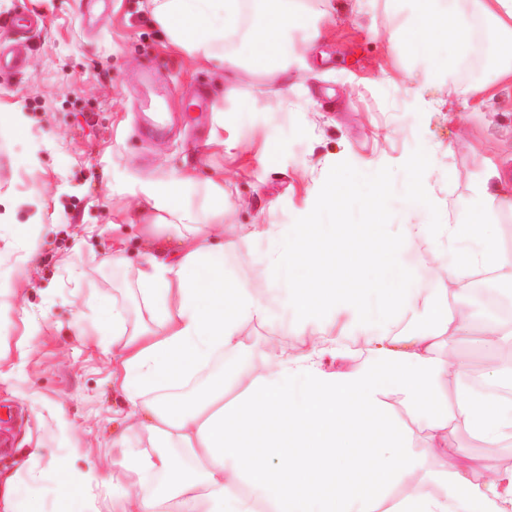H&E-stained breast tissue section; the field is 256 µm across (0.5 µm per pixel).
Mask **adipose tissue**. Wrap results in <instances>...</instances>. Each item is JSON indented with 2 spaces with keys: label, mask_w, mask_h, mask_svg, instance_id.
Segmentation results:
<instances>
[{
  "label": "adipose tissue",
  "mask_w": 512,
  "mask_h": 512,
  "mask_svg": "<svg viewBox=\"0 0 512 512\" xmlns=\"http://www.w3.org/2000/svg\"><path fill=\"white\" fill-rule=\"evenodd\" d=\"M404 2L426 75L446 73L449 96L512 85V0ZM152 17L172 44L218 67L225 27L243 21L253 64L278 72L295 22L288 0H152ZM426 166L416 153L401 181L373 172L354 189L331 186L309 223L256 224L217 242L183 200L204 189L211 213L223 215V181L187 171L133 188L152 213L144 230L155 252L135 279L151 324L128 332L116 308L97 333L112 343L113 386L150 437L144 450L123 433L112 441L135 476L136 512H512V468L481 474L448 438L461 424L487 444L512 439V361L474 377L444 353L473 326L483 349L512 348V320L474 302L485 281L512 299V248L496 222L512 211V194L479 187L454 216L394 223L384 206L391 193L429 210ZM168 215L179 221L172 238L163 233ZM255 240L276 256L256 278L230 260ZM345 242L385 264L399 288L366 279L322 288L300 278ZM419 247L445 268L443 279L403 268L405 251ZM264 286L287 292L294 339L311 346L256 368V346L240 330L270 323ZM336 322L335 335L328 327ZM450 378L459 386L452 403L443 390ZM238 382L244 393L225 404V386ZM392 397L443 456L430 475L441 494L419 489L421 458L412 433L387 412ZM40 457L33 449L26 474L0 479V512H98L84 496L57 509L68 458Z\"/></svg>",
  "instance_id": "obj_1"
}]
</instances>
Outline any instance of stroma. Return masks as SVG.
I'll return each instance as SVG.
<instances>
[{
  "instance_id": "1",
  "label": "stroma",
  "mask_w": 512,
  "mask_h": 512,
  "mask_svg": "<svg viewBox=\"0 0 512 512\" xmlns=\"http://www.w3.org/2000/svg\"><path fill=\"white\" fill-rule=\"evenodd\" d=\"M151 9V0H99L92 10L85 0H0V43L12 39L15 15L44 18L27 36L26 68L0 69V110L24 116L0 132V415L13 416L0 474L31 449L47 459L64 451L76 472L109 474L92 491L100 507L130 489L114 434L127 431L136 448L148 437L112 385L91 320H74L93 299L123 309L129 329L142 325L132 280L150 245L128 221L131 186L191 168L223 176L224 232L242 235L253 224L305 223L344 176L384 170L400 179L420 149L440 212L461 208L477 186L496 188L491 171L512 179V86L452 101L447 76L423 81V59L391 37L405 21L396 0H296L303 22L284 73L254 70L233 27L223 69L200 66L170 44ZM157 96L168 114L160 131L148 122ZM217 106L220 145L210 138ZM116 245L119 267L110 262ZM263 296L271 324L241 330L259 349L256 364L302 354L282 293ZM481 339L460 337L453 354L489 375L512 350L483 352ZM450 438L488 468H512V447L481 444L461 426Z\"/></svg>"
}]
</instances>
